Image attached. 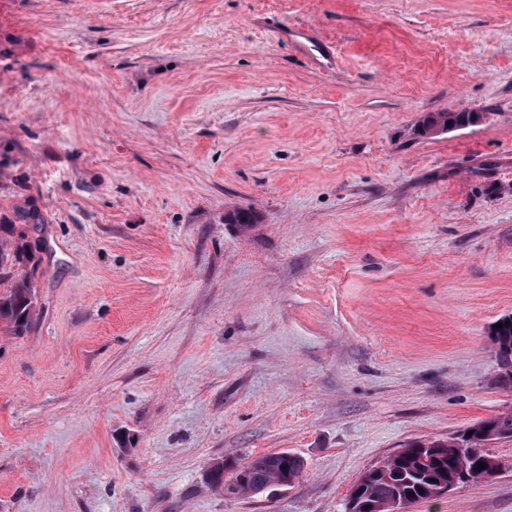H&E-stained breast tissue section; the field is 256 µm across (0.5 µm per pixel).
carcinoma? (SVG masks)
Masks as SVG:
<instances>
[{
    "label": "carcinoma",
    "mask_w": 512,
    "mask_h": 512,
    "mask_svg": "<svg viewBox=\"0 0 512 512\" xmlns=\"http://www.w3.org/2000/svg\"><path fill=\"white\" fill-rule=\"evenodd\" d=\"M483 119L478 112H433L420 122L424 134L445 133L474 125ZM35 243L18 235L14 249L0 246V329L22 336L32 325L37 307L33 275H18L14 266L33 261ZM503 327L493 331L499 361L500 381L512 386V317L500 320ZM512 440V412L479 419L462 433L446 441H412L382 462L367 468L353 483L347 504L354 507L400 500L409 506L438 500L435 490L449 483L458 487L498 472L499 462L483 447L491 441ZM491 469H477L479 462ZM304 470L303 459L288 451L265 453L239 463L232 458L213 462L208 483L217 490L232 484L237 495H258L265 488L288 487Z\"/></svg>",
    "instance_id": "carcinoma-1"
}]
</instances>
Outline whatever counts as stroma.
Segmentation results:
<instances>
[{"instance_id": "1", "label": "stroma", "mask_w": 512, "mask_h": 512, "mask_svg": "<svg viewBox=\"0 0 512 512\" xmlns=\"http://www.w3.org/2000/svg\"><path fill=\"white\" fill-rule=\"evenodd\" d=\"M21 206L0 512H345L512 411V0H0V224ZM279 450L305 469L275 495L206 482ZM485 450L407 512H512V441ZM482 119L478 112H433L423 116L420 127L422 134H438L474 125ZM17 238L13 250L3 248L0 243V329L13 336H23L33 322L36 291L33 275L26 270L20 276L13 267L32 262L36 245L24 233ZM509 321V325H506ZM502 329H495L493 331V341L497 350L498 365L500 374V381L504 386H512V317H507L500 320ZM473 431L471 437L467 433ZM486 437V435H488ZM512 440V412L479 419L448 441H412L394 455L367 468L353 483L347 505H376L379 512H401L404 505L438 500L435 490L443 491L449 483L458 486L481 480L499 462L482 448L491 441ZM471 445L470 453L461 455L459 444ZM479 461L490 463L493 470L477 471ZM435 479V482H430ZM441 487V488H440ZM423 488V492H420ZM412 492V495H408ZM399 500L404 503L392 500ZM392 501L386 505H377Z\"/></svg>"}]
</instances>
